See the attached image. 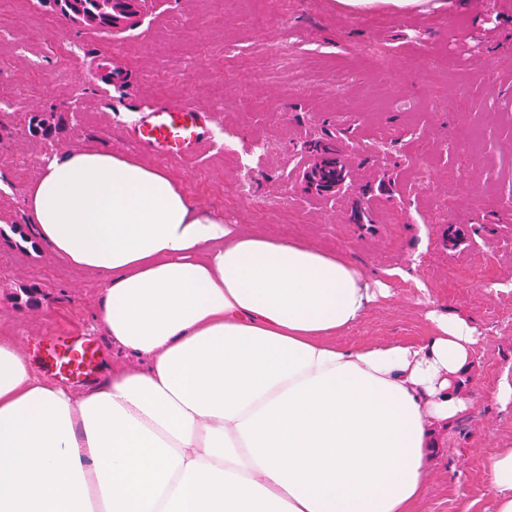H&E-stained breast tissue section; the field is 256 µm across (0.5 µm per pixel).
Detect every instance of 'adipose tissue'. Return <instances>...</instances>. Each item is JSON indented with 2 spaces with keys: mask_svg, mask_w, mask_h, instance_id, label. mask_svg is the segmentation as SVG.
Listing matches in <instances>:
<instances>
[{
  "mask_svg": "<svg viewBox=\"0 0 512 512\" xmlns=\"http://www.w3.org/2000/svg\"><path fill=\"white\" fill-rule=\"evenodd\" d=\"M25 204L40 244L97 277V327L146 364L76 393L0 336V512H412L472 404L466 316L342 346L385 283L94 144L43 160ZM490 473L512 512V448Z\"/></svg>",
  "mask_w": 512,
  "mask_h": 512,
  "instance_id": "ef3b65f1",
  "label": "adipose tissue"
}]
</instances>
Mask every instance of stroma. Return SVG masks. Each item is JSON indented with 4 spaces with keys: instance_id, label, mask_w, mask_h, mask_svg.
Instances as JSON below:
<instances>
[{
    "instance_id": "1",
    "label": "stroma",
    "mask_w": 512,
    "mask_h": 512,
    "mask_svg": "<svg viewBox=\"0 0 512 512\" xmlns=\"http://www.w3.org/2000/svg\"><path fill=\"white\" fill-rule=\"evenodd\" d=\"M481 10L354 14L336 0H144L118 31L82 28L49 0L0 7V334L27 356L53 337L96 348L98 374L124 354L94 327L99 284L33 238L24 191L47 147L94 143L168 166L226 222L351 254L389 295L339 336L417 342L428 309L465 314L482 336L469 412L440 440L414 512H493L489 462L512 447V0ZM290 42H282V32ZM373 45L403 67L395 83L355 68ZM181 100L211 131L193 160L146 149L143 109ZM50 136L32 135L33 118ZM264 142L249 173L239 158ZM351 182L308 192L319 144ZM20 225L13 233L12 225ZM408 279L387 278L388 270Z\"/></svg>"
}]
</instances>
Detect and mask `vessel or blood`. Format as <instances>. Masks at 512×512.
Returning a JSON list of instances; mask_svg holds the SVG:
<instances>
[{
	"label": "vessel or blood",
	"mask_w": 512,
	"mask_h": 512,
	"mask_svg": "<svg viewBox=\"0 0 512 512\" xmlns=\"http://www.w3.org/2000/svg\"><path fill=\"white\" fill-rule=\"evenodd\" d=\"M209 117L183 102L144 111L134 129L136 139L152 151L192 159L208 130ZM48 372L92 375L97 367L93 350L73 343H58L39 359Z\"/></svg>",
	"instance_id": "b4317fda"
}]
</instances>
